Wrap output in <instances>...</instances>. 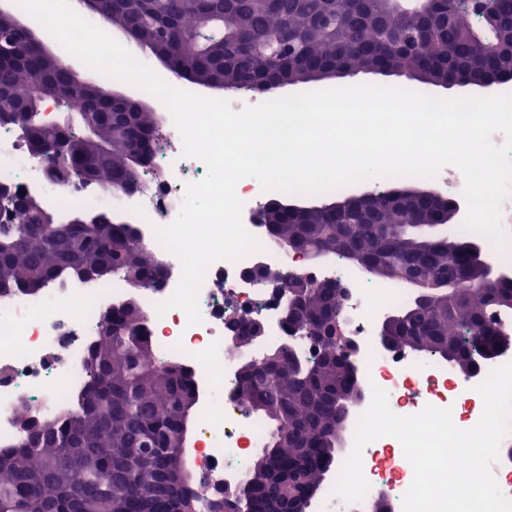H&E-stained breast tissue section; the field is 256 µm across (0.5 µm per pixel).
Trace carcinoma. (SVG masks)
Returning <instances> with one entry per match:
<instances>
[{
    "label": "carcinoma",
    "instance_id": "carcinoma-1",
    "mask_svg": "<svg viewBox=\"0 0 512 512\" xmlns=\"http://www.w3.org/2000/svg\"><path fill=\"white\" fill-rule=\"evenodd\" d=\"M381 0H108L102 22L114 30L130 27L148 58L165 57L171 71L195 85L238 83L260 92L269 84L302 82L310 70L342 74L367 69L408 70L423 85L436 78L463 80L484 68L498 81L487 47L512 48V0H497L490 37H470L472 18L448 16L445 4L419 0L425 32L412 47L396 43L408 36L415 18L392 12L381 29L375 15ZM16 14L0 16V123L18 111L37 82L46 93L67 91L66 105L88 125L70 136L64 159L46 149L52 165H62L69 189L90 183L139 186L145 170L139 150L154 152L156 112L135 102H114L104 83L75 85L66 70L67 51L55 59L27 48L12 32ZM418 201L393 204L381 199L373 211L351 207L329 212L314 206L302 213L275 210L270 240L280 246L339 254L378 277L399 283L412 278L447 279L464 290L427 288L421 301L396 311L398 319L383 339L408 346L463 369L485 358L488 343L478 335L491 323L503 328L512 317V280L483 288L482 266L466 251L469 240L445 237L411 224ZM0 221V282L3 299L31 291L37 278L70 273L108 282L117 273L149 288L161 279L154 254L134 248V228L105 213L81 208L66 219L50 207L49 223L39 224L31 205H5ZM425 236L420 248L416 240ZM341 311L334 288H312L308 310L298 316L299 332L317 333L322 311ZM119 307L104 315L107 335L91 347L88 382L79 409L66 421L26 424L13 449L0 451V512H199L194 476L181 445L195 421L198 395L191 376L178 365L151 360L153 343L138 312ZM270 360L243 372L240 407L265 418L271 427L262 455L253 461L237 490L235 512H293L321 489L339 457L342 435L354 409L352 381L341 371L342 357L331 346L303 361L292 348L273 349ZM77 457L84 466L56 472L59 458Z\"/></svg>",
    "mask_w": 512,
    "mask_h": 512
}]
</instances>
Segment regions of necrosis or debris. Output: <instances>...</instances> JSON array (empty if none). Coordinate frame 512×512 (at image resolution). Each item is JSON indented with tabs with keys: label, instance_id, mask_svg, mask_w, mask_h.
Instances as JSON below:
<instances>
[{
	"label": "necrosis or debris",
	"instance_id": "1",
	"mask_svg": "<svg viewBox=\"0 0 512 512\" xmlns=\"http://www.w3.org/2000/svg\"><path fill=\"white\" fill-rule=\"evenodd\" d=\"M165 129L141 189L123 194L120 205L140 239L164 254L168 270L159 286L130 288L120 275L106 283H88L65 274L41 290L0 301V449L13 448L22 433L15 417L25 408L29 418L41 422L74 411L86 386L85 362L90 348L102 338V318L111 309L137 297L146 313L147 334L158 360L189 371L199 396L198 433L191 450L201 499L214 490L237 489L246 477L255 449L263 446L268 426L257 416L244 414L236 403L240 355L227 329L229 320L253 317L266 324V334L247 355L254 363L264 360L266 349L286 342L279 306L272 289L254 272L263 265L286 273L301 271L298 258L275 245L257 224L259 207L273 192L257 190L255 183L237 185L243 201L245 229L262 244L261 252L238 262L219 261L205 275L198 294L200 322L191 326L186 314L173 308L158 314L157 304L167 300L181 278V263L165 253L153 228L178 215L186 183L207 175L206 165L182 154L181 137L170 112H162ZM0 182L16 185L31 194H47L57 208H95L102 204L103 186L83 190H49L38 158L32 156L19 130L0 123ZM319 280L342 282L347 329L357 342L352 362L363 389L379 386L388 394L390 409L412 415L426 405L451 408L454 423L463 429L479 418L474 388L493 369L512 360L503 353L484 361L478 374L456 372L447 363L420 354L410 355L385 346L379 321L408 298L407 289L394 284H372L336 256L323 258L311 269ZM403 450L391 437L369 444L363 452V471L370 484L368 499L387 496L391 512H402L403 497L412 479V467L403 465Z\"/></svg>",
	"mask_w": 512,
	"mask_h": 512
}]
</instances>
